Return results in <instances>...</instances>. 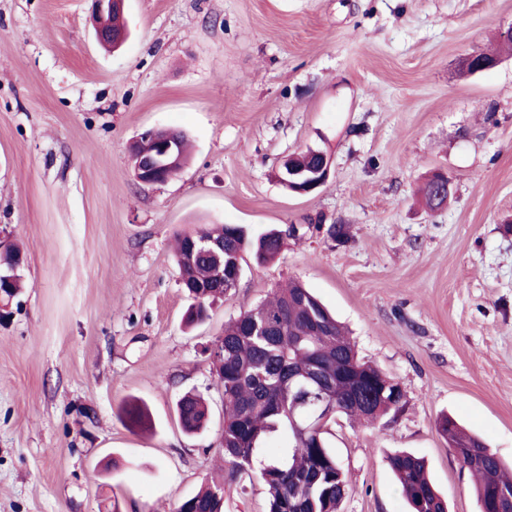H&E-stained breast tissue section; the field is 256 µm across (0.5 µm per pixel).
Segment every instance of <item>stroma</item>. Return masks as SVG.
<instances>
[{
  "mask_svg": "<svg viewBox=\"0 0 512 512\" xmlns=\"http://www.w3.org/2000/svg\"><path fill=\"white\" fill-rule=\"evenodd\" d=\"M89 7L0 0V241L26 247L0 320V512H176L224 466L208 346L293 279L406 395L375 425L329 424L341 512H405L396 449L426 459L448 512H478L438 421L512 461V51L464 71L512 0H125L112 52ZM150 128L193 146L156 185L129 153ZM309 147L330 171L300 196L278 171ZM436 170L452 193L433 210ZM208 224L286 237L188 328L173 242ZM188 392L211 415L195 435ZM130 399L150 429L120 418ZM224 512H267L258 471L226 483ZM177 414L183 430L189 433L201 431L208 421V412L204 401L192 394H187L179 400Z\"/></svg>",
  "mask_w": 512,
  "mask_h": 512,
  "instance_id": "35a3bbf8",
  "label": "stroma"
}]
</instances>
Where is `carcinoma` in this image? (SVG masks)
I'll return each mask as SVG.
<instances>
[{
  "mask_svg": "<svg viewBox=\"0 0 512 512\" xmlns=\"http://www.w3.org/2000/svg\"><path fill=\"white\" fill-rule=\"evenodd\" d=\"M200 240H224V287L191 307L186 321L208 317L211 302L234 286L246 256L257 263L273 261L281 252L284 233H255L240 224H224L193 234ZM190 236L177 237V264L184 286L205 287L214 282L217 268L204 259L190 261L186 251ZM23 254L7 247L0 255L4 296L0 312L8 314L9 296L21 291L19 268ZM224 353L212 358L222 384L224 460L229 476L252 467L258 450L273 437L284 434L288 447L260 462V477L268 494V512H339L350 489L347 473L338 463L325 438L326 426L298 431L295 408L301 382L315 373L326 383V396L338 408L336 414L374 424L405 405L401 386L377 367L361 360L342 325L301 282L292 281L273 296L224 326L218 341ZM183 430L194 433L208 421L204 401L192 394L177 403ZM124 417L141 427L148 419L145 405L128 402ZM439 432L451 454L462 453L459 463L471 474L479 512H512V468L484 441L446 415ZM408 512H448L445 497L430 479L423 458L408 451L387 456ZM224 476L220 475L179 506L178 512H223Z\"/></svg>",
  "mask_w": 512,
  "mask_h": 512,
  "instance_id": "1",
  "label": "carcinoma"
}]
</instances>
